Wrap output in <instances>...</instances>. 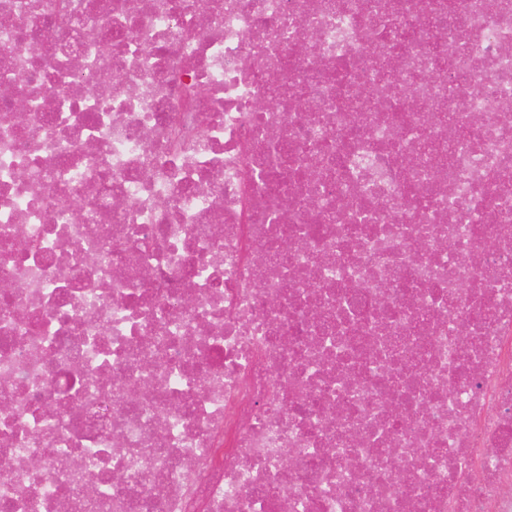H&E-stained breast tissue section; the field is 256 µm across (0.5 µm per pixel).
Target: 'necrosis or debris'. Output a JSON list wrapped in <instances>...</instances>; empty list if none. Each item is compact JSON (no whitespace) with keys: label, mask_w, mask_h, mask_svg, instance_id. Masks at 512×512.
<instances>
[{"label":"necrosis or debris","mask_w":512,"mask_h":512,"mask_svg":"<svg viewBox=\"0 0 512 512\" xmlns=\"http://www.w3.org/2000/svg\"><path fill=\"white\" fill-rule=\"evenodd\" d=\"M4 75L0 512H512V0H0Z\"/></svg>","instance_id":"necrosis-or-debris-1"}]
</instances>
